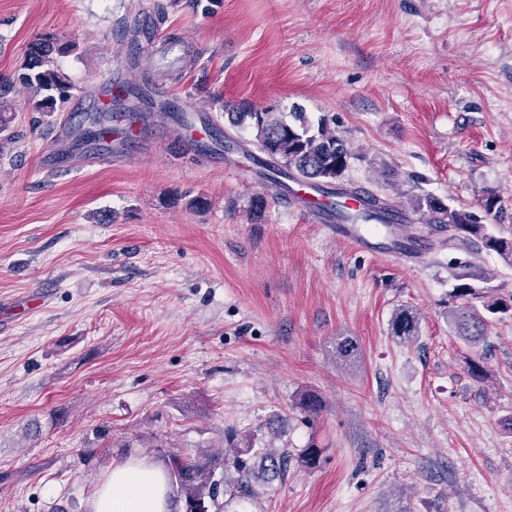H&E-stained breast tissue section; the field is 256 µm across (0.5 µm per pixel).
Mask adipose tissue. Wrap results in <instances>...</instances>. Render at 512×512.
Wrapping results in <instances>:
<instances>
[{"mask_svg":"<svg viewBox=\"0 0 512 512\" xmlns=\"http://www.w3.org/2000/svg\"><path fill=\"white\" fill-rule=\"evenodd\" d=\"M88 512H177L168 473L148 458L114 463L89 496Z\"/></svg>","mask_w":512,"mask_h":512,"instance_id":"adipose-tissue-1","label":"adipose tissue"}]
</instances>
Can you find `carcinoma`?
I'll use <instances>...</instances> for the list:
<instances>
[{
  "label": "carcinoma",
  "mask_w": 512,
  "mask_h": 512,
  "mask_svg": "<svg viewBox=\"0 0 512 512\" xmlns=\"http://www.w3.org/2000/svg\"><path fill=\"white\" fill-rule=\"evenodd\" d=\"M70 50V43L56 36H47L30 45L27 60L16 76V82L29 90L34 97L38 112L51 114L71 97L73 85L69 75L55 64L54 56H62ZM11 92L8 86H0V152L11 148L12 138L5 134L11 122L12 101L7 99ZM228 121L233 127L249 125L256 132L258 150L266 156L263 162L265 175L271 180L299 176L322 188L325 193L335 195L337 190L365 196L367 204L356 212L338 211V217L349 223H384V215L392 201L365 189L355 188L342 182L349 160L353 156L348 141L326 120L317 126L308 124L304 113H294V122L289 123L279 112L250 110L228 112ZM108 116L98 113L85 118L83 135L106 147L105 136ZM408 207L427 224H433L440 232L448 233V240L461 245L480 243L484 251L494 253L512 266V239L493 235L488 225L479 223L465 208H453L441 200L428 195H413L408 198ZM494 273L479 263L469 264L465 273L457 277L455 297L463 304L451 310L448 322L461 340L469 345H478L486 339L489 318L512 319V294L501 297L485 284L494 280ZM391 335L404 343L413 342L419 335L416 313L399 309L392 317ZM336 358L345 364L357 361L358 347L349 336L336 337ZM232 453L221 457L200 454L196 457L172 458L171 470L176 484L185 495V512H208L207 502H216L224 492V479L216 478L218 470L228 466L238 474L237 484L249 486L252 481H265L270 473L282 474L288 468V449H267L255 465L244 458L249 451L250 440L235 443V435L226 437Z\"/></svg>",
  "instance_id": "cac0c4a2"
}]
</instances>
